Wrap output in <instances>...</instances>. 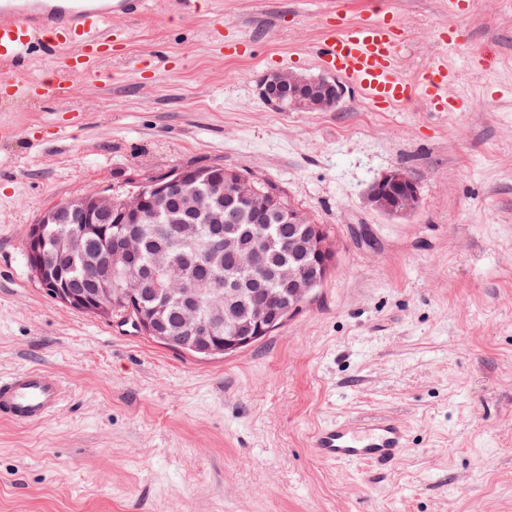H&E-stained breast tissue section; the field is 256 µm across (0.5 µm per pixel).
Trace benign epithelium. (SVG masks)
<instances>
[{
  "label": "benign epithelium",
  "instance_id": "7a95c632",
  "mask_svg": "<svg viewBox=\"0 0 512 512\" xmlns=\"http://www.w3.org/2000/svg\"><path fill=\"white\" fill-rule=\"evenodd\" d=\"M258 88L261 100L275 111L307 112L319 99L326 105L344 97L339 83L323 79L307 85L287 71L265 74ZM367 201L382 214H409L419 206L417 182L402 169L387 171L370 185ZM172 202L179 203L189 219L203 214L212 224H228L243 212L269 230V220L277 215L287 224L300 226V238L288 240V248L301 247L309 259L280 268L278 305H268L259 296L250 319L239 321L226 315L224 306H233L245 292L228 281L224 293L216 294L208 317L199 320V291L187 287L189 273L202 266L214 273L221 260L234 257L239 269L249 274L248 280L258 286L266 278V246L244 251L234 239L215 235L200 252L190 245L195 229L166 224L162 231L183 250L174 262L165 259L144 265L139 248L141 225L162 216ZM25 247L35 278L72 310L110 319L118 307L136 305L149 293L156 304L139 309L133 327L203 355L238 352L288 322L313 298L334 260L325 225L313 222L295 207H284L273 192L257 187L252 177L226 175L211 166L177 168L140 183L136 191L120 200L112 194L94 192L61 202L31 225ZM77 258L82 261L78 275L74 274ZM174 295L180 297L185 316L191 319L186 336L164 334L165 311ZM223 325L228 332L221 341L217 331Z\"/></svg>",
  "mask_w": 512,
  "mask_h": 512
}]
</instances>
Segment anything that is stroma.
Wrapping results in <instances>:
<instances>
[{"label": "stroma", "mask_w": 512, "mask_h": 512, "mask_svg": "<svg viewBox=\"0 0 512 512\" xmlns=\"http://www.w3.org/2000/svg\"><path fill=\"white\" fill-rule=\"evenodd\" d=\"M375 10L403 27L406 74L446 59L469 111L380 110L351 85L332 111L261 101L268 72L324 75L308 49L327 16ZM114 27L69 111L0 94V376L66 385L45 421L0 418V512H512V0L454 18L448 0H149ZM200 165L277 184L335 241L315 299L272 334L201 359L34 278L45 210ZM396 167L420 195L403 217L365 200ZM384 415L408 433L391 469L309 447L323 424Z\"/></svg>", "instance_id": "35a3bbf8"}]
</instances>
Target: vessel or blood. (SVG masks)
I'll list each match as a JSON object with an SVG mask.
<instances>
[{"label":"vessel or blood","instance_id":"b4317fda","mask_svg":"<svg viewBox=\"0 0 512 512\" xmlns=\"http://www.w3.org/2000/svg\"><path fill=\"white\" fill-rule=\"evenodd\" d=\"M147 0H0V63L10 74L24 71L33 45L59 64L52 79H32L45 101L62 106L73 73H94L114 40L112 20L143 14ZM400 25L393 14L360 20H331L311 53L323 68L353 84L375 106L390 108L424 100L433 112H465L469 102L449 89L456 75L447 61L435 59L415 76H406L397 52ZM65 387L39 369L0 377V416L19 424L42 421L58 411ZM314 452L331 462L386 466L407 446V432L395 419L340 421L319 428Z\"/></svg>","mask_w":512,"mask_h":512}]
</instances>
